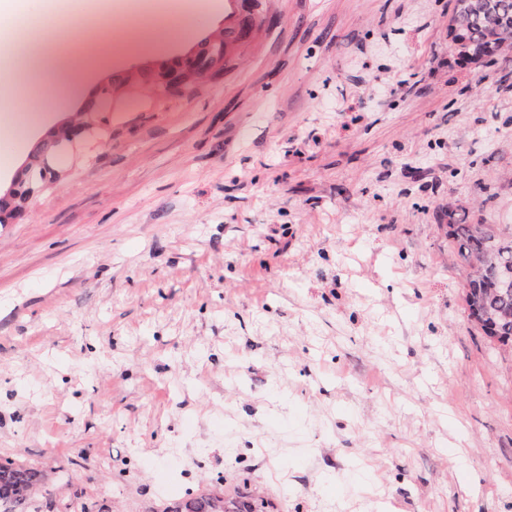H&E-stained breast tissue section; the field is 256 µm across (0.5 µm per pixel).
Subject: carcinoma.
<instances>
[{
    "instance_id": "cac0c4a2",
    "label": "carcinoma",
    "mask_w": 512,
    "mask_h": 512,
    "mask_svg": "<svg viewBox=\"0 0 512 512\" xmlns=\"http://www.w3.org/2000/svg\"><path fill=\"white\" fill-rule=\"evenodd\" d=\"M253 25L226 27L201 42L198 53L189 58L176 74L140 73L143 81L156 87V100L182 94L201 77L219 79L228 68L230 47L250 36ZM451 45L458 57L469 63L492 64L506 47H512V0H454L448 23ZM63 125L51 132L31 153L30 161L15 178L17 190L24 193L46 181L42 162L56 155L70 136ZM18 217L14 193L0 197V224ZM448 240L455 249L464 274L465 303L468 318L491 341L512 345V285L502 282L512 272V225L504 229L496 224H471L463 210L448 208ZM43 473L9 459L0 462V512H42L38 492ZM219 498L210 493L189 494L166 512H253L248 504L217 505Z\"/></svg>"
}]
</instances>
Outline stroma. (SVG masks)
Returning a JSON list of instances; mask_svg holds the SVG:
<instances>
[{
  "label": "stroma",
  "mask_w": 512,
  "mask_h": 512,
  "mask_svg": "<svg viewBox=\"0 0 512 512\" xmlns=\"http://www.w3.org/2000/svg\"><path fill=\"white\" fill-rule=\"evenodd\" d=\"M189 56L257 13L233 70L88 119L0 224V459L62 512L253 490L278 512H512V346L467 318L448 207L512 224V53L464 63L453 0H201ZM107 66L17 137L0 189L124 53L91 0H29ZM161 469L167 487L155 484Z\"/></svg>",
  "instance_id": "1"
}]
</instances>
